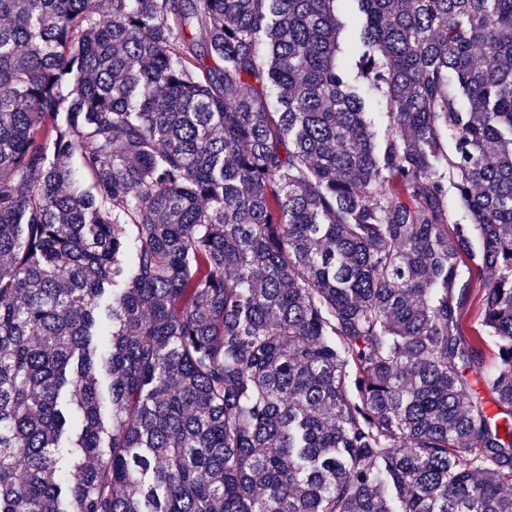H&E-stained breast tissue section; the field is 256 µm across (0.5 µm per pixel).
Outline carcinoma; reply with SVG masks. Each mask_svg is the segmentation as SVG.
<instances>
[{
  "label": "carcinoma",
  "mask_w": 512,
  "mask_h": 512,
  "mask_svg": "<svg viewBox=\"0 0 512 512\" xmlns=\"http://www.w3.org/2000/svg\"><path fill=\"white\" fill-rule=\"evenodd\" d=\"M0 512H512V0H0ZM363 93L368 101L369 117L375 130H382L387 124L386 108L384 105L383 98L379 92L374 89L363 88ZM483 296V283L473 278L470 291V301L463 310L462 331L465 336H477L481 331V302Z\"/></svg>",
  "instance_id": "carcinoma-1"
}]
</instances>
